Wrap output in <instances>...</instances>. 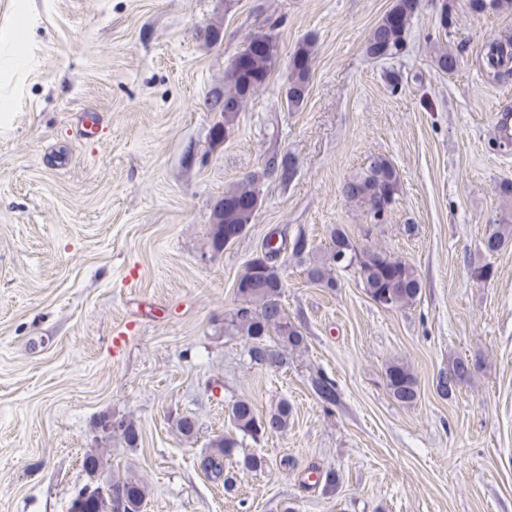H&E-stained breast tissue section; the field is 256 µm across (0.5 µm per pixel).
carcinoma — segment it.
Listing matches in <instances>:
<instances>
[{
	"label": "carcinoma",
	"mask_w": 512,
	"mask_h": 512,
	"mask_svg": "<svg viewBox=\"0 0 512 512\" xmlns=\"http://www.w3.org/2000/svg\"><path fill=\"white\" fill-rule=\"evenodd\" d=\"M419 0H396L392 9L371 30L365 51L374 59H391L403 53L407 46L409 21L416 12ZM470 9L483 13L487 10L504 11L512 9V0H469ZM241 52L250 54L253 79L239 74L234 64L224 70V88L212 93L211 105L216 108L224 104V123L213 127V138L222 140L229 133L230 125L241 111L245 102L260 90L271 71L278 63L277 42L272 33L260 28L245 40ZM314 44L301 43L293 54L288 84V108L293 109L303 102L310 78ZM512 60V41L497 40L488 45L484 54V70L490 80L499 77L501 68ZM260 176L251 174L224 191L225 210H214L212 215L213 234L211 247L221 251L227 245L226 229L230 224L245 227L254 216L255 210L246 203L258 198ZM400 179L393 164L385 157L374 155L359 172L344 183V194L348 200L375 216V209L392 205L399 192ZM512 237V224H491L482 241L487 255H493ZM357 240L341 226L330 229L329 248L320 255H314L305 263L304 272L313 284L326 288L339 287L334 273L337 270L352 269L358 275L369 297L390 308H402L413 304L422 290L418 270L400 255L370 242L363 243L356 251ZM280 247L271 243L265 245V260H249L237 280V295L241 305L224 319V335L243 336L249 344L251 361L267 370L278 371L286 364L285 353L299 351L306 347V337L301 327L291 321L282 306L281 296L284 282L276 265ZM472 373V365L466 358L453 361L449 371L439 376L438 390L444 396L466 382ZM386 386L390 397L402 405L412 404L418 396V382L410 366L402 361H392L386 368ZM316 395L326 404L336 403V383L325 376L313 382ZM292 406L281 401L266 414L257 411L252 401L240 399L230 407V421L235 430L256 439L268 434L283 433L288 429ZM110 426H101L105 437L120 435L125 443L134 448L140 434L136 424L126 419H110ZM238 447L237 440L230 434L212 438L209 450L202 461L208 478L224 480V488L232 484L224 478V458L231 456ZM114 493H123L134 510L143 508L146 499L145 487L131 480L109 483Z\"/></svg>",
	"instance_id": "1"
}]
</instances>
